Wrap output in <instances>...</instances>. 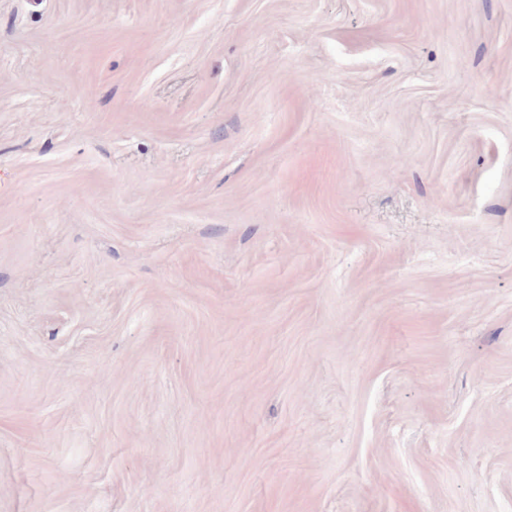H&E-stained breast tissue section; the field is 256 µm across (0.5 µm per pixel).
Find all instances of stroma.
<instances>
[{
  "mask_svg": "<svg viewBox=\"0 0 512 512\" xmlns=\"http://www.w3.org/2000/svg\"><path fill=\"white\" fill-rule=\"evenodd\" d=\"M0 512H512V0H0Z\"/></svg>",
  "mask_w": 512,
  "mask_h": 512,
  "instance_id": "stroma-1",
  "label": "stroma"
}]
</instances>
